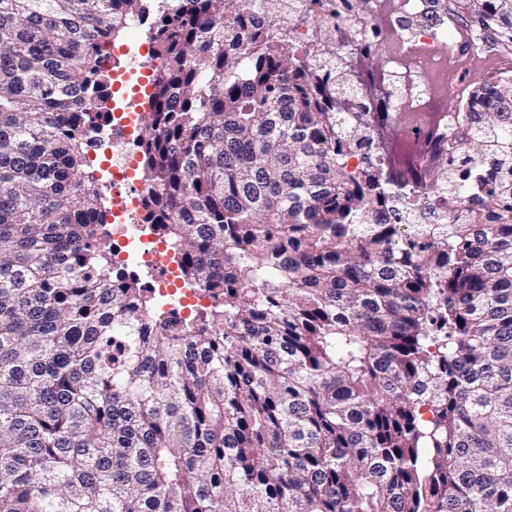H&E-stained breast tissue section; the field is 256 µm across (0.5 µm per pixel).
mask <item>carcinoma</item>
Instances as JSON below:
<instances>
[{
    "mask_svg": "<svg viewBox=\"0 0 512 512\" xmlns=\"http://www.w3.org/2000/svg\"><path fill=\"white\" fill-rule=\"evenodd\" d=\"M165 0L145 216L209 300L112 272L88 160L143 0H0V512H512V75L396 112L370 0ZM512 43V0H451ZM422 142L415 158L384 142Z\"/></svg>",
    "mask_w": 512,
    "mask_h": 512,
    "instance_id": "obj_1",
    "label": "carcinoma"
}]
</instances>
